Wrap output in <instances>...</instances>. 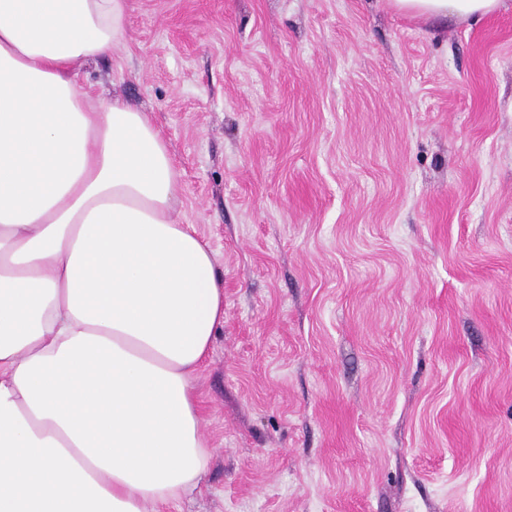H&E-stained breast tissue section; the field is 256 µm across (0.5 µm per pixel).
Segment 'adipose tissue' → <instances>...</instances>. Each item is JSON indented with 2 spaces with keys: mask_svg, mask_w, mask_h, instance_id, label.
Here are the masks:
<instances>
[{
  "mask_svg": "<svg viewBox=\"0 0 512 512\" xmlns=\"http://www.w3.org/2000/svg\"><path fill=\"white\" fill-rule=\"evenodd\" d=\"M469 22L512 0H388ZM129 0H0V512H158L210 454L195 374L224 324L169 146L78 64Z\"/></svg>",
  "mask_w": 512,
  "mask_h": 512,
  "instance_id": "obj_1",
  "label": "adipose tissue"
}]
</instances>
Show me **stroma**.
<instances>
[{
	"instance_id": "1",
	"label": "stroma",
	"mask_w": 512,
	"mask_h": 512,
	"mask_svg": "<svg viewBox=\"0 0 512 512\" xmlns=\"http://www.w3.org/2000/svg\"><path fill=\"white\" fill-rule=\"evenodd\" d=\"M129 4L82 81L151 114L224 283L168 512H512V11Z\"/></svg>"
}]
</instances>
